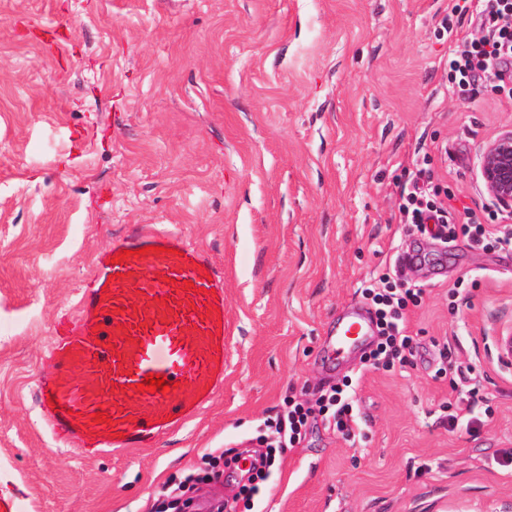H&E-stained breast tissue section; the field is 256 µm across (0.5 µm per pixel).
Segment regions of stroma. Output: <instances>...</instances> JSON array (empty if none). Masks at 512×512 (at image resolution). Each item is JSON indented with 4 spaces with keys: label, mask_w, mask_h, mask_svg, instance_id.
<instances>
[{
    "label": "stroma",
    "mask_w": 512,
    "mask_h": 512,
    "mask_svg": "<svg viewBox=\"0 0 512 512\" xmlns=\"http://www.w3.org/2000/svg\"><path fill=\"white\" fill-rule=\"evenodd\" d=\"M455 0H0V495L17 512H154L210 453L259 449L285 396L358 379L363 435L313 420L252 512H512V250L398 220L416 161L481 211L479 153L512 127L491 87L448 89ZM166 224L224 272V387L158 446L88 459L35 388L95 255ZM422 261L405 365L331 362L326 338L401 252ZM459 289L457 307L448 292ZM452 359H445V347ZM492 416L450 427L448 371ZM241 478L187 486L189 512Z\"/></svg>",
    "instance_id": "obj_1"
}]
</instances>
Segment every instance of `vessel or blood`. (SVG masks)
I'll list each match as a JSON object with an SVG mask.
<instances>
[{"instance_id":"vessel-or-blood-1","label":"vessel or blood","mask_w":512,"mask_h":512,"mask_svg":"<svg viewBox=\"0 0 512 512\" xmlns=\"http://www.w3.org/2000/svg\"><path fill=\"white\" fill-rule=\"evenodd\" d=\"M136 292L146 304L133 301ZM223 305L224 274L204 250L171 229L130 225L98 253L74 314L54 328L37 382L52 438L94 458L156 447L162 433L197 418L224 383ZM373 331L370 316L351 310L333 353ZM150 373L166 377V391L136 392ZM101 412L108 421L98 420Z\"/></svg>"}]
</instances>
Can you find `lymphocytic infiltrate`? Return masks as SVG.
<instances>
[{"label": "lymphocytic infiltrate", "mask_w": 512, "mask_h": 512, "mask_svg": "<svg viewBox=\"0 0 512 512\" xmlns=\"http://www.w3.org/2000/svg\"><path fill=\"white\" fill-rule=\"evenodd\" d=\"M453 10L462 16H471L476 32L455 39L448 48V77L454 93L465 95L478 84L488 82L495 89L512 98V0H461ZM404 203L400 221L409 231L425 232L428 224H435L436 234L450 240H463L470 246L512 249V232L497 234L482 224L475 213H468L459 223L448 215V206L436 196L427 194L419 184L403 189ZM373 310L379 340L365 356L370 366H393L406 362L413 338L406 326V312L418 305L421 291L402 282L398 273L385 269L375 282L363 289ZM349 383L337 384L318 400L320 412L330 428L341 435L353 436L359 419L349 397ZM302 401L289 399L286 416L268 422L267 451L252 463L247 484L241 492L247 512H252L254 499L262 490L267 470L280 448L293 447L302 437L312 412Z\"/></svg>", "instance_id": "f902f5d3"}]
</instances>
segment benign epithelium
Wrapping results in <instances>:
<instances>
[{"label": "benign epithelium", "instance_id": "benign-epithelium-1", "mask_svg": "<svg viewBox=\"0 0 512 512\" xmlns=\"http://www.w3.org/2000/svg\"><path fill=\"white\" fill-rule=\"evenodd\" d=\"M480 179L487 195L512 211V128L487 143L479 155Z\"/></svg>", "mask_w": 512, "mask_h": 512}]
</instances>
